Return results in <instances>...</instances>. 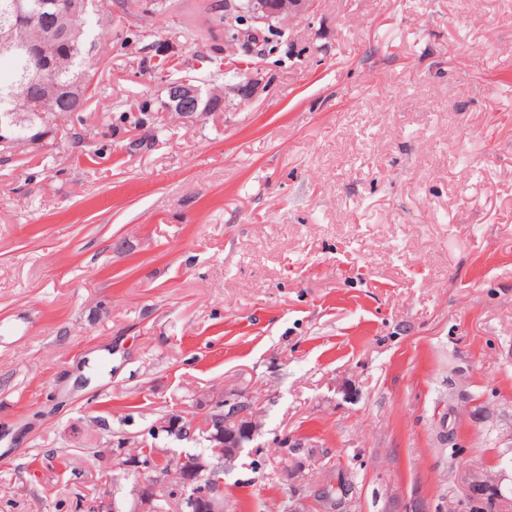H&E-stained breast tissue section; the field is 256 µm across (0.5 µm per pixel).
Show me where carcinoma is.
<instances>
[{"label": "carcinoma", "instance_id": "carcinoma-1", "mask_svg": "<svg viewBox=\"0 0 512 512\" xmlns=\"http://www.w3.org/2000/svg\"><path fill=\"white\" fill-rule=\"evenodd\" d=\"M131 0H89V7L80 12L56 13L44 0H0V29L7 27L11 39L0 41V56L7 57L13 75L0 79V153L36 151L45 146L43 138L53 132L61 120L85 110L96 95L99 82L94 59L107 44L112 32V13L120 10L136 20L149 21L151 15L164 17L173 9L172 0H154L151 7ZM224 0L202 5L212 26L181 32L178 46L203 41L213 26L224 24ZM16 100L26 109L10 112ZM152 491L158 512L171 509L169 499L177 497V512H207L200 500L188 508L185 477L179 476L178 458L172 457L154 469Z\"/></svg>", "mask_w": 512, "mask_h": 512}]
</instances>
